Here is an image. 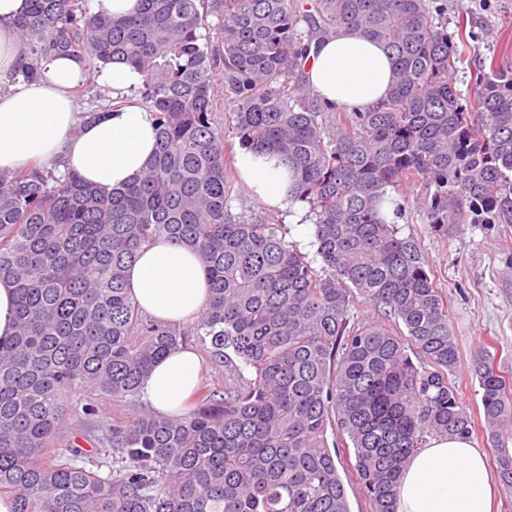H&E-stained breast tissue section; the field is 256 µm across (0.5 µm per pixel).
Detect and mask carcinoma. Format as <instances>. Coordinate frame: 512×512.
I'll return each instance as SVG.
<instances>
[{"label": "carcinoma", "mask_w": 512, "mask_h": 512, "mask_svg": "<svg viewBox=\"0 0 512 512\" xmlns=\"http://www.w3.org/2000/svg\"><path fill=\"white\" fill-rule=\"evenodd\" d=\"M21 75L51 53L85 63L81 95L114 60L142 74L156 150L137 182L102 192L59 164L0 171V277L15 286L16 334L0 342V494L13 512H351L338 465L372 512H395L401 473L429 436L477 431L448 380L458 347L448 296L418 243L383 210L422 183L426 223L455 216L512 225V72L492 58L462 103L448 0H140L132 15L88 0H28ZM216 39L201 33L208 15ZM344 27L390 56L389 95L367 112L306 84L311 46ZM229 129L215 119V81ZM276 153L292 200L308 205L316 270L281 224L233 214L232 149ZM197 252L208 287L190 326L156 321L126 272L142 245ZM378 323L351 322L357 298ZM195 336L211 363L244 364L198 386L190 412L114 419L98 443L122 467L84 466L55 442L76 408L68 392L141 394V379ZM419 355L414 363L410 352ZM474 376L500 481L512 488V377L495 356ZM333 434L328 440L327 434Z\"/></svg>", "instance_id": "1"}]
</instances>
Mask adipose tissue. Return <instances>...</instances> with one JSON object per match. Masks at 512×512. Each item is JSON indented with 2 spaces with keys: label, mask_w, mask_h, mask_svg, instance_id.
Segmentation results:
<instances>
[{
  "label": "adipose tissue",
  "mask_w": 512,
  "mask_h": 512,
  "mask_svg": "<svg viewBox=\"0 0 512 512\" xmlns=\"http://www.w3.org/2000/svg\"><path fill=\"white\" fill-rule=\"evenodd\" d=\"M26 8L27 0H0V170L55 161L100 189L132 183L156 146L148 112L129 98L141 74L123 62L107 65L102 80L124 104L99 118H81L70 95L82 76L76 60L53 55L41 60L36 80L19 76L16 23ZM308 78L328 104L363 111L389 95L393 68L378 43L341 29L318 44ZM238 170L244 187L265 207H292L291 173L278 156L242 151ZM127 279L142 312L156 320L194 321L206 301L198 254L167 242L143 245ZM199 381L198 355L181 349L154 364L142 379V393L154 410L178 415ZM494 494L483 454L468 441L438 436L402 472L396 512H492Z\"/></svg>",
  "instance_id": "ef3b65f1"
}]
</instances>
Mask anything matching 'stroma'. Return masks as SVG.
Here are the masks:
<instances>
[{
	"label": "stroma",
	"instance_id": "35a3bbf8",
	"mask_svg": "<svg viewBox=\"0 0 512 512\" xmlns=\"http://www.w3.org/2000/svg\"><path fill=\"white\" fill-rule=\"evenodd\" d=\"M466 18L467 29L457 64V86L463 96L472 93L471 78L484 60L497 58L512 69V52L503 53L501 36L512 33V0H448V21ZM421 184L402 188L408 201L406 214L398 222L401 236L413 237L432 264L439 288L448 295V311L459 350V362L451 380L462 389L470 407L480 400L473 394V368L482 351H490L501 369L512 375V225L465 224L448 237L436 235L426 224L415 202L423 194ZM232 213L252 212L269 216L286 225L287 239L301 252L312 255L313 267H320L313 246L314 227L305 221L307 206H299V223L287 214L268 211L244 188L234 190ZM73 402H93L98 413L91 421L70 419L58 448H66L73 437H100L102 425L113 418L131 416L146 408V400L130 404L110 395L85 389L72 396Z\"/></svg>",
	"mask_w": 512,
	"mask_h": 512
}]
</instances>
